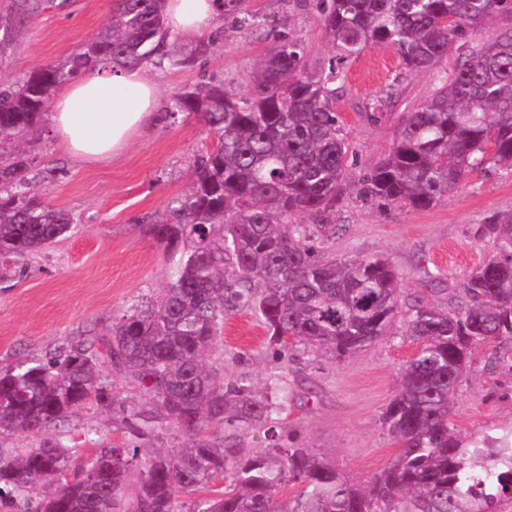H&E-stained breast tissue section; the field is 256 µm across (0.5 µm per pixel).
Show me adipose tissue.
I'll return each mask as SVG.
<instances>
[{"instance_id": "1", "label": "adipose tissue", "mask_w": 512, "mask_h": 512, "mask_svg": "<svg viewBox=\"0 0 512 512\" xmlns=\"http://www.w3.org/2000/svg\"><path fill=\"white\" fill-rule=\"evenodd\" d=\"M169 33L194 42L212 27L213 0H163ZM155 81L142 68H96L61 87L49 115L57 145L79 163L118 155L156 117Z\"/></svg>"}]
</instances>
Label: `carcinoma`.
<instances>
[{"instance_id": "obj_1", "label": "carcinoma", "mask_w": 512, "mask_h": 512, "mask_svg": "<svg viewBox=\"0 0 512 512\" xmlns=\"http://www.w3.org/2000/svg\"><path fill=\"white\" fill-rule=\"evenodd\" d=\"M232 25L256 21L248 0H214ZM325 38L348 60L391 46L409 73H431L448 51L486 24L504 27L472 49L431 97L408 113L389 152L358 181L336 112L330 65L311 69L304 47L282 34L259 62L255 91L232 96L213 81L174 92L168 112L200 116L213 147L195 160L191 182L147 232L178 257L155 298L66 338L42 358L0 371V434L39 444L0 450V504L8 489L36 488L33 512H503L512 506V430L465 437L449 421L453 397L476 346L512 341V213H492L476 236L489 258L444 310L416 295L382 257L326 255L336 209L350 194L385 208L427 210L478 169L512 168V0H319ZM34 7L0 17V56ZM216 52V38L170 41L160 0H116L112 19L68 55L0 80V278L68 234L76 219L52 206L37 179L34 146L47 132L56 92L99 66L181 69ZM307 217L309 224L297 223ZM249 310L282 351L302 345L341 360L389 333L396 316L419 344L402 367L381 425L399 447L365 485L348 482L326 458L276 433L288 407L281 375L261 397L224 384L208 361L224 319ZM107 369L137 390L123 417L128 448L104 446L86 461L46 429L96 400ZM158 424L185 441L150 448ZM264 434L254 450L226 427ZM293 484L297 494L279 489ZM210 492L185 507L179 494Z\"/></svg>"}]
</instances>
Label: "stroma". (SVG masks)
I'll return each mask as SVG.
<instances>
[{
    "label": "stroma",
    "instance_id": "stroma-1",
    "mask_svg": "<svg viewBox=\"0 0 512 512\" xmlns=\"http://www.w3.org/2000/svg\"><path fill=\"white\" fill-rule=\"evenodd\" d=\"M115 0H41L32 22L0 59V79L64 57L104 28ZM261 23L225 32L215 24L219 45L208 60L187 69L155 70L161 110L155 122L107 164H79L45 135L42 166L57 169L46 198L76 218L71 233L0 281V369L17 358H41L66 337L121 314L153 296L169 281L172 264L164 249L143 232L162 217L188 186L197 156L211 144L201 117L169 115L178 89L217 77L227 91H253L259 58L285 33L306 48L309 67L337 58L327 42L317 0H251ZM336 97L353 154V175L374 167L390 150L408 112L430 98L434 76L405 72L390 47H371L346 61ZM512 210V172L495 168L470 173L448 198L431 209H386L350 195L337 210L336 232L327 253L336 258L384 256L402 278L404 297L424 296L445 308L455 303L463 279L491 252L478 239V224L496 211ZM403 324L358 353L335 362L295 347L276 358L250 311L224 321V380L249 376L263 389L272 375L288 378L290 400L277 415L283 433L298 437L332 460L351 481H369L395 458L381 428V415L395 395L399 371L417 349ZM463 436L512 429V342L476 347L450 415ZM62 444L90 455L99 443L125 447L120 418L92 401L50 426Z\"/></svg>",
    "mask_w": 512,
    "mask_h": 512
}]
</instances>
